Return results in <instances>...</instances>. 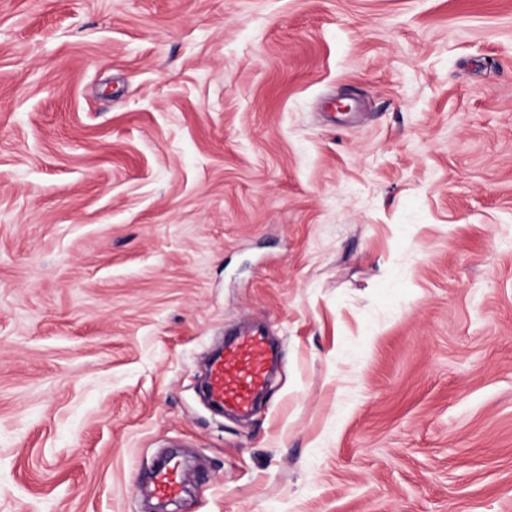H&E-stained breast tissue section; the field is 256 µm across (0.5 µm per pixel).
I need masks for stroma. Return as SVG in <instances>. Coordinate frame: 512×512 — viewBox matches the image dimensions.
<instances>
[{"label":"stroma","instance_id":"1","mask_svg":"<svg viewBox=\"0 0 512 512\" xmlns=\"http://www.w3.org/2000/svg\"><path fill=\"white\" fill-rule=\"evenodd\" d=\"M169 452L177 512H512V0H0V512ZM267 347L260 331L238 332L224 345V355L213 360L209 395L224 409L247 413L264 389Z\"/></svg>","mask_w":512,"mask_h":512}]
</instances>
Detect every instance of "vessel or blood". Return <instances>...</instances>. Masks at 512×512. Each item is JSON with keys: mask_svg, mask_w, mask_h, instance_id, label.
I'll use <instances>...</instances> for the list:
<instances>
[{"mask_svg": "<svg viewBox=\"0 0 512 512\" xmlns=\"http://www.w3.org/2000/svg\"><path fill=\"white\" fill-rule=\"evenodd\" d=\"M267 347L262 332H238L224 345L223 356L213 360L210 371L209 395L224 409L248 412L264 389L266 381ZM184 481L178 463L171 462L156 470L154 488L163 498L176 497Z\"/></svg>", "mask_w": 512, "mask_h": 512, "instance_id": "vessel-or-blood-1", "label": "vessel or blood"}]
</instances>
